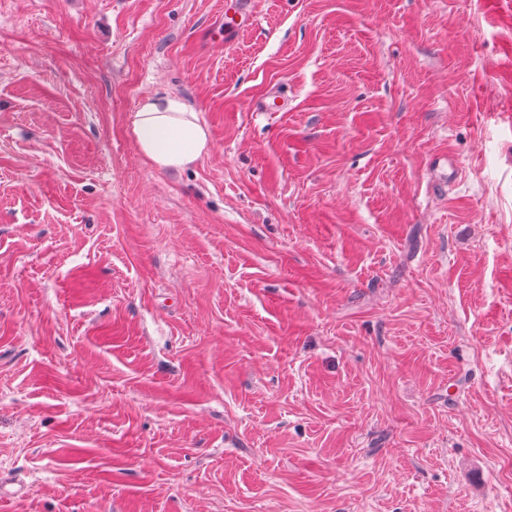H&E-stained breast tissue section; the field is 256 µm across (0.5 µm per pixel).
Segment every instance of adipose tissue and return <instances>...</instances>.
Masks as SVG:
<instances>
[{
  "label": "adipose tissue",
  "instance_id": "obj_1",
  "mask_svg": "<svg viewBox=\"0 0 512 512\" xmlns=\"http://www.w3.org/2000/svg\"><path fill=\"white\" fill-rule=\"evenodd\" d=\"M131 133L141 157L161 170L183 168L210 149L209 132L196 110L172 94L142 101L132 114Z\"/></svg>",
  "mask_w": 512,
  "mask_h": 512
}]
</instances>
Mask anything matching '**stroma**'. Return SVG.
I'll use <instances>...</instances> for the list:
<instances>
[{"instance_id":"stroma-1","label":"stroma","mask_w":512,"mask_h":512,"mask_svg":"<svg viewBox=\"0 0 512 512\" xmlns=\"http://www.w3.org/2000/svg\"><path fill=\"white\" fill-rule=\"evenodd\" d=\"M224 2L0 0V512H512V0ZM131 133L141 157L160 170L183 168L210 149L209 132L197 111L177 95L142 101L132 113Z\"/></svg>"}]
</instances>
